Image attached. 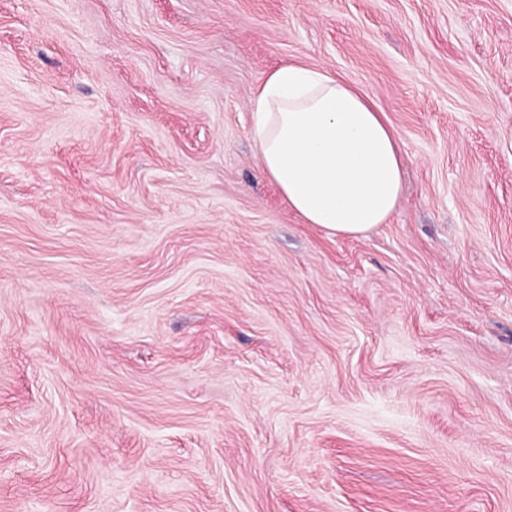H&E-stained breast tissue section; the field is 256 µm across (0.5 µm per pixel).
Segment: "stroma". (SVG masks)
Returning a JSON list of instances; mask_svg holds the SVG:
<instances>
[{"label":"stroma","mask_w":512,"mask_h":512,"mask_svg":"<svg viewBox=\"0 0 512 512\" xmlns=\"http://www.w3.org/2000/svg\"><path fill=\"white\" fill-rule=\"evenodd\" d=\"M364 87L359 238L254 92ZM0 512H512V0H0ZM253 112L263 171L305 223L360 237L389 221L403 194L401 149L368 93L286 65L260 85Z\"/></svg>","instance_id":"1"}]
</instances>
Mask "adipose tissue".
I'll return each mask as SVG.
<instances>
[{
    "mask_svg": "<svg viewBox=\"0 0 512 512\" xmlns=\"http://www.w3.org/2000/svg\"><path fill=\"white\" fill-rule=\"evenodd\" d=\"M262 168L305 223L360 237L403 194L401 149L360 87L300 65L277 68L254 99Z\"/></svg>",
    "mask_w": 512,
    "mask_h": 512,
    "instance_id": "adipose-tissue-1",
    "label": "adipose tissue"
}]
</instances>
